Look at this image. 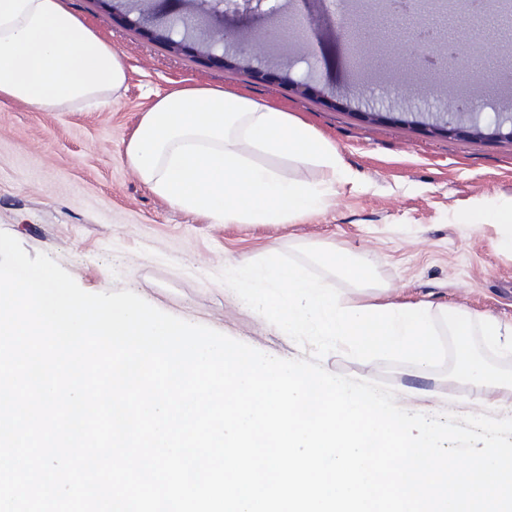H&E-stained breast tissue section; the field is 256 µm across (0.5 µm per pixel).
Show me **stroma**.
<instances>
[{"mask_svg":"<svg viewBox=\"0 0 512 512\" xmlns=\"http://www.w3.org/2000/svg\"><path fill=\"white\" fill-rule=\"evenodd\" d=\"M66 0L119 55L126 71L120 98L93 112H46L0 103V231L29 256L48 254L84 291L128 289L159 310L202 324L268 355L308 357L288 335L255 315L217 276L269 247L329 248L369 261L376 286L339 284L363 304H425L432 316L464 311L494 317L512 335V228L486 213L512 207V140L469 132L431 135L444 91L420 71L408 74L410 98L391 101L383 77L395 75V34L381 30L371 68L353 79L335 32L308 26L286 47L269 48L263 74L249 76L204 53L218 26L200 18L197 0ZM171 17L193 28L181 50L158 40ZM311 78L351 89L333 105L291 91ZM188 84L224 88L288 114L335 146L341 169L321 208L288 224H214L153 194L125 158V145L150 106L151 92ZM384 107L372 123L367 103ZM332 373L380 380L399 406L425 414L512 416V389L475 392L442 371L386 366L333 352Z\"/></svg>","mask_w":512,"mask_h":512,"instance_id":"stroma-1","label":"stroma"}]
</instances>
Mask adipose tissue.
Segmentation results:
<instances>
[{
    "mask_svg": "<svg viewBox=\"0 0 512 512\" xmlns=\"http://www.w3.org/2000/svg\"><path fill=\"white\" fill-rule=\"evenodd\" d=\"M125 80L110 44L63 0H0V101L96 110ZM125 156L155 195L215 224L288 223L322 199L285 179L282 164L315 166L329 181L340 168L335 147L287 112L206 86L155 93Z\"/></svg>",
    "mask_w": 512,
    "mask_h": 512,
    "instance_id": "ef3b65f1",
    "label": "adipose tissue"
}]
</instances>
